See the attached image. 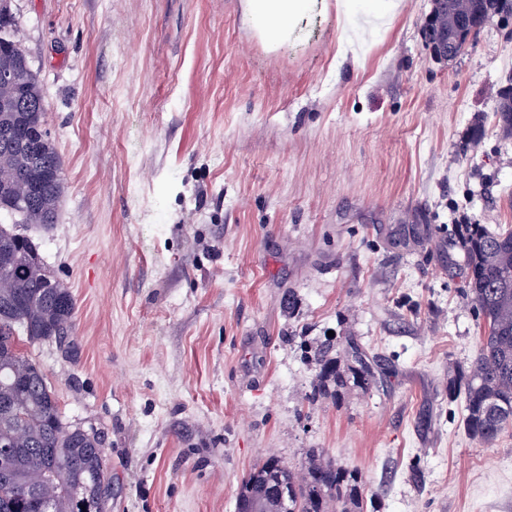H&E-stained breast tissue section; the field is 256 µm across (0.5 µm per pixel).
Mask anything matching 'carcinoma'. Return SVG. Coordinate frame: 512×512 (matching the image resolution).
I'll use <instances>...</instances> for the list:
<instances>
[{"label":"carcinoma","instance_id":"cac0c4a2","mask_svg":"<svg viewBox=\"0 0 512 512\" xmlns=\"http://www.w3.org/2000/svg\"><path fill=\"white\" fill-rule=\"evenodd\" d=\"M477 0H448L434 10L431 38L452 33L455 16L475 11ZM12 14L0 13V512H76L74 491L101 501L109 490L102 440L63 421L44 371L18 349L16 336L32 342L73 335L76 300L44 263L27 229L57 219L65 191L62 161L47 129L43 87L17 37ZM498 127L512 138V92L504 93ZM458 243L468 274L465 295L483 319V336L467 370L449 391L465 398V425L473 439L491 446L512 427V229L460 224ZM357 366L347 370L321 354L312 399L339 394L348 379L368 390L375 375L358 345ZM68 468L69 484L55 466ZM288 488L293 512H362L358 474L313 450L301 469L269 456L243 482L238 501L258 512H281L277 497Z\"/></svg>","mask_w":512,"mask_h":512}]
</instances>
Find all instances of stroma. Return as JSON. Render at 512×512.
Instances as JSON below:
<instances>
[{
  "label": "stroma",
  "mask_w": 512,
  "mask_h": 512,
  "mask_svg": "<svg viewBox=\"0 0 512 512\" xmlns=\"http://www.w3.org/2000/svg\"><path fill=\"white\" fill-rule=\"evenodd\" d=\"M9 5L65 181L31 235L77 302L73 349L19 346L103 439L101 512H236L254 464L311 449L364 512H512V429L479 443L448 391L482 332L455 227L512 225V17L447 62L433 0L356 57L368 0H311L275 46L242 0ZM349 338L377 383L311 401Z\"/></svg>",
  "instance_id": "stroma-1"
}]
</instances>
